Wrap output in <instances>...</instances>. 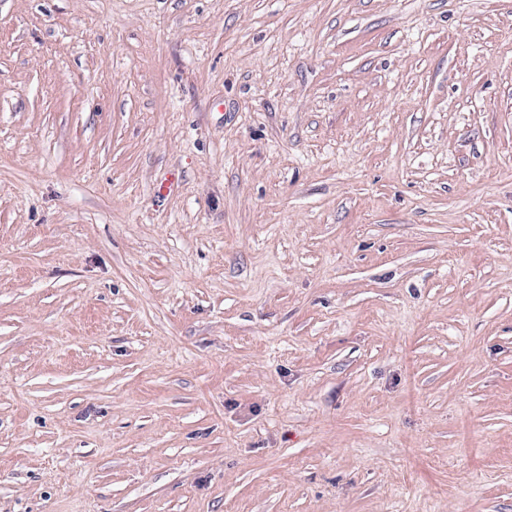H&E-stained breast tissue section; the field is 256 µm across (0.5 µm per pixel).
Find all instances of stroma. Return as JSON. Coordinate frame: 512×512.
Returning a JSON list of instances; mask_svg holds the SVG:
<instances>
[{
	"label": "stroma",
	"mask_w": 512,
	"mask_h": 512,
	"mask_svg": "<svg viewBox=\"0 0 512 512\" xmlns=\"http://www.w3.org/2000/svg\"><path fill=\"white\" fill-rule=\"evenodd\" d=\"M0 512H512V0H0Z\"/></svg>",
	"instance_id": "35a3bbf8"
}]
</instances>
